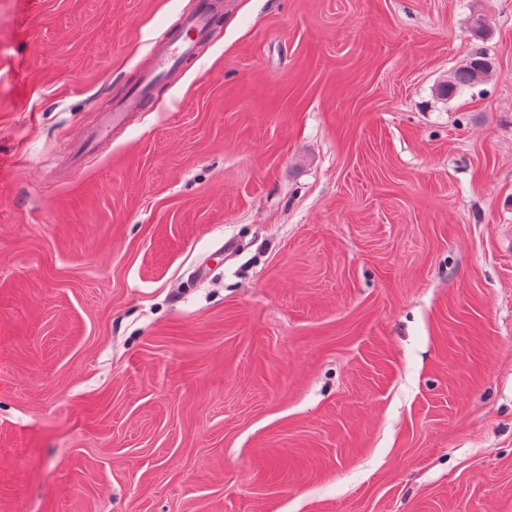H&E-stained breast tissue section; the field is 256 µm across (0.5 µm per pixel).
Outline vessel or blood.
<instances>
[{"instance_id":"1","label":"vessel or blood","mask_w":512,"mask_h":512,"mask_svg":"<svg viewBox=\"0 0 512 512\" xmlns=\"http://www.w3.org/2000/svg\"><path fill=\"white\" fill-rule=\"evenodd\" d=\"M226 6V0H195L193 8L180 17L176 31L168 32L153 47L138 80L127 93L113 101L95 128L80 133L70 153V161H78L85 151L107 139L113 127L126 121L131 113L148 108L154 86L194 55L197 43L207 36L212 23L223 14Z\"/></svg>"}]
</instances>
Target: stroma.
Masks as SVG:
<instances>
[{"label": "stroma", "mask_w": 512, "mask_h": 512, "mask_svg": "<svg viewBox=\"0 0 512 512\" xmlns=\"http://www.w3.org/2000/svg\"><path fill=\"white\" fill-rule=\"evenodd\" d=\"M193 2L0 0V512H512V0H232L62 173ZM495 70V62L484 50L473 51L466 60L454 68L448 78L436 87V95L444 100L454 97L466 88H472L485 81Z\"/></svg>", "instance_id": "obj_1"}]
</instances>
